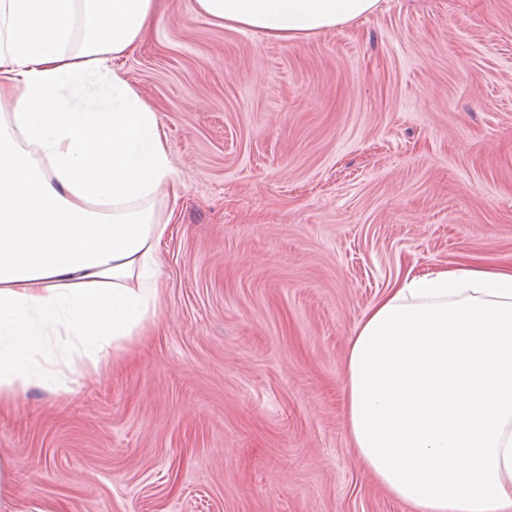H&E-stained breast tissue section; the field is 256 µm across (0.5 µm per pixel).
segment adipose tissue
Segmentation results:
<instances>
[{"mask_svg": "<svg viewBox=\"0 0 512 512\" xmlns=\"http://www.w3.org/2000/svg\"><path fill=\"white\" fill-rule=\"evenodd\" d=\"M295 41L379 0H195ZM159 0H0V410L69 392L147 335L181 185L158 114L114 68ZM352 446L410 512H512V268L398 274L351 336Z\"/></svg>", "mask_w": 512, "mask_h": 512, "instance_id": "1", "label": "adipose tissue"}]
</instances>
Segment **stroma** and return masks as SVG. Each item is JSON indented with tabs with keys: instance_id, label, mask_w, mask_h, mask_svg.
Segmentation results:
<instances>
[{
	"instance_id": "obj_1",
	"label": "stroma",
	"mask_w": 512,
	"mask_h": 512,
	"mask_svg": "<svg viewBox=\"0 0 512 512\" xmlns=\"http://www.w3.org/2000/svg\"><path fill=\"white\" fill-rule=\"evenodd\" d=\"M115 65L184 189L149 335L0 412L20 512H409L352 447L343 362L399 270L512 265V0L291 42L162 0Z\"/></svg>"
}]
</instances>
